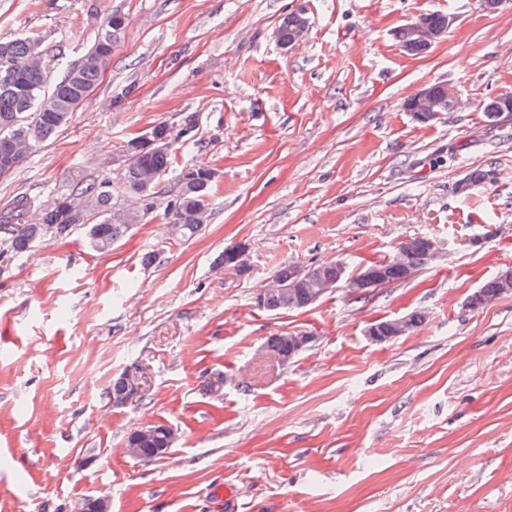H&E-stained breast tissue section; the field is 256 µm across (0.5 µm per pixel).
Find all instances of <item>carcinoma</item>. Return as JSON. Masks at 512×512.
<instances>
[{
    "label": "carcinoma",
    "instance_id": "1",
    "mask_svg": "<svg viewBox=\"0 0 512 512\" xmlns=\"http://www.w3.org/2000/svg\"><path fill=\"white\" fill-rule=\"evenodd\" d=\"M305 22L306 18L301 13L288 14L278 28L281 41L286 43L292 40ZM118 36V32L112 31V17H106L93 47L50 87L47 86L41 39L23 36L0 41V66L6 64L12 70L10 79L0 77V177L15 171L38 144L46 141L70 120L73 112L100 80ZM483 110L490 117L503 111L512 112V97L507 100L498 95L492 97L484 103ZM171 163V151L144 149L127 162L117 189L109 181L92 180L66 196H57L49 204L26 195L18 196L6 210L0 212V244L17 254L26 251L41 238L45 224L54 227L61 236L77 226H84L90 247L98 252H106L136 223L137 214L129 216L115 207L113 195L117 190L126 196L143 197V207L147 213L155 211L158 198H163V218L169 224L181 225L180 239L187 241L197 235L205 224L199 214L208 209L212 169L207 165H198L193 178L187 180L180 174L172 184L162 188L153 175H166ZM431 263L433 260L418 238L402 240L390 258L373 263L380 271V277L361 290L359 295H369L379 288L404 281ZM292 276V264L281 265L272 275V284L257 293L256 305L269 311L303 309L315 303L313 296L326 295L322 288L328 281L333 280L336 287L344 288L348 281L358 280L361 274L351 277L344 265L338 266L334 260L323 261L300 268L297 284L288 292L275 287V282L288 280ZM511 293L512 268L507 267L475 290L470 296L469 305L479 309ZM403 319L405 324L394 330L390 329L388 319L370 324V328L375 330L374 340L385 343L408 335L425 323L427 314L416 310L403 316ZM262 349L286 362L298 356L288 333L267 337ZM172 445L173 442L168 439V427L158 424L152 441L142 445L139 461L152 463L156 461L154 449L170 448Z\"/></svg>",
    "mask_w": 512,
    "mask_h": 512
}]
</instances>
